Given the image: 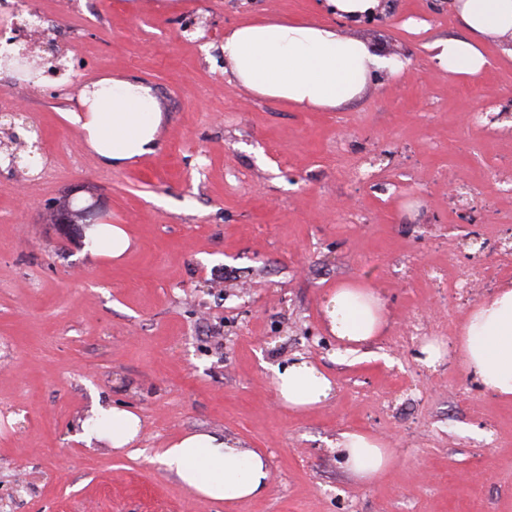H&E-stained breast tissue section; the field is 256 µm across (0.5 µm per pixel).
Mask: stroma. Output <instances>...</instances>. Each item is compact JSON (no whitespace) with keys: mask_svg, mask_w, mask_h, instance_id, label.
<instances>
[{"mask_svg":"<svg viewBox=\"0 0 512 512\" xmlns=\"http://www.w3.org/2000/svg\"><path fill=\"white\" fill-rule=\"evenodd\" d=\"M384 20L340 25L399 55L356 100L301 110L229 81L220 46L241 21L321 17L319 0H29L67 70L40 93L0 73V111L43 134L34 182L0 171V512H191L158 461L174 437L220 430L269 457L266 494L200 512H512V402L456 357L422 361L417 324L447 322L424 272L448 263L482 210L512 222V59L449 76L448 0H388ZM112 75L147 80L163 112L155 154L108 168L60 115ZM465 185L471 206L449 198ZM98 200L134 239L119 262L83 256L49 206ZM382 289L388 326L370 355L340 350L323 299ZM333 381L330 401L282 404L271 368L295 354ZM139 414L134 450L88 449L95 397ZM355 430L393 464L364 481L334 444Z\"/></svg>","mask_w":512,"mask_h":512,"instance_id":"stroma-1","label":"stroma"}]
</instances>
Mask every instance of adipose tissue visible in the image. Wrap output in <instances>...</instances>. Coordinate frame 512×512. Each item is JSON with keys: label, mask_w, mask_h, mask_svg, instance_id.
Returning a JSON list of instances; mask_svg holds the SVG:
<instances>
[{"label": "adipose tissue", "mask_w": 512, "mask_h": 512, "mask_svg": "<svg viewBox=\"0 0 512 512\" xmlns=\"http://www.w3.org/2000/svg\"><path fill=\"white\" fill-rule=\"evenodd\" d=\"M459 36L438 42V60L452 75L474 79L488 60L480 46L502 45L512 57V0H448ZM332 23L305 18L245 22L224 36L220 47L224 73L253 94L304 109L328 110L359 97L376 74L397 75L399 56L358 38L341 34L335 20L359 22L381 8L380 0H324ZM81 111L65 112L98 161L122 167L154 154L163 113L153 88L137 78L105 76L79 93ZM132 245L118 224L87 228L83 251L94 258L121 259ZM323 313L332 335L348 349L372 342L388 325L379 288L343 284L325 299ZM466 372L494 397L512 400V286L505 285L477 303L455 340ZM273 381L282 403L304 410L328 402L334 384L309 358L298 354L288 366L274 368ZM142 430L131 410L95 400L80 422L79 440L87 447L121 449ZM343 465L354 475L373 479L392 463L387 449L371 437L345 431L336 441ZM195 499L235 506L259 498L271 479L266 455L240 447L215 431H198L174 439L159 456Z\"/></svg>", "instance_id": "adipose-tissue-1"}]
</instances>
